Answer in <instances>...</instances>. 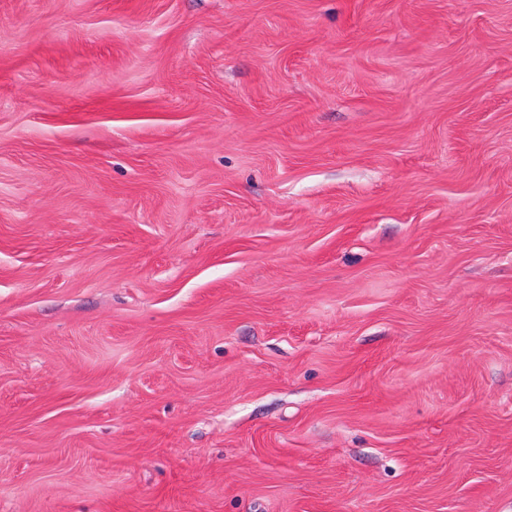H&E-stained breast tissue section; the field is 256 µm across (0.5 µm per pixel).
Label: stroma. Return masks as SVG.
I'll list each match as a JSON object with an SVG mask.
<instances>
[{
    "instance_id": "stroma-1",
    "label": "stroma",
    "mask_w": 512,
    "mask_h": 512,
    "mask_svg": "<svg viewBox=\"0 0 512 512\" xmlns=\"http://www.w3.org/2000/svg\"><path fill=\"white\" fill-rule=\"evenodd\" d=\"M0 512H512V0H0Z\"/></svg>"
}]
</instances>
